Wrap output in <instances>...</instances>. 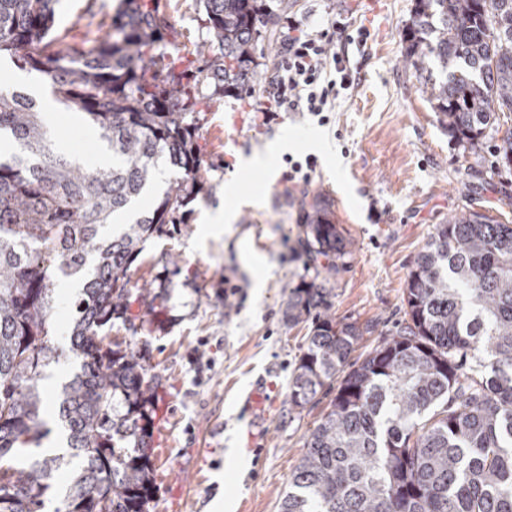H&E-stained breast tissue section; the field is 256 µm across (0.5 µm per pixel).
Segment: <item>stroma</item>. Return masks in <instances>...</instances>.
Listing matches in <instances>:
<instances>
[{
	"label": "stroma",
	"instance_id": "obj_1",
	"mask_svg": "<svg viewBox=\"0 0 512 512\" xmlns=\"http://www.w3.org/2000/svg\"><path fill=\"white\" fill-rule=\"evenodd\" d=\"M277 18L310 22L332 13L371 33L350 53L354 89L342 92L330 125L280 114L263 124L247 98L205 87L196 94L195 144L206 173L188 195L180 221L147 241L131 272L134 287L162 290L161 327L118 340L147 343L159 378L151 445L156 492L149 512H277L304 442L328 411L333 392L304 409L288 404V381L308 324H288V294L305 275L299 235L315 197L327 199L342 232L348 269L334 285L337 318L371 325L355 354L365 357L404 320L407 276L436 225L471 208L512 224V170L495 162L499 136L486 129L476 149L450 138L403 62L401 31L413 0H265ZM117 0H59L56 27L83 45L110 22ZM178 36L161 45L176 71L194 79L206 59L191 43L207 38L202 0H160ZM56 105L46 117L55 147L86 164L100 162L88 121ZM315 155L309 185L284 179L285 155ZM233 218L204 235L200 216ZM179 254L178 273L165 268ZM242 468L229 464L231 453Z\"/></svg>",
	"mask_w": 512,
	"mask_h": 512
}]
</instances>
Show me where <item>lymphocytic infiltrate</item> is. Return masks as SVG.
Listing matches in <instances>:
<instances>
[{"label":"lymphocytic infiltrate","instance_id":"f902f5d3","mask_svg":"<svg viewBox=\"0 0 512 512\" xmlns=\"http://www.w3.org/2000/svg\"><path fill=\"white\" fill-rule=\"evenodd\" d=\"M368 38L364 30L350 34L345 23L336 18L315 27L288 18L267 100L261 108L264 122L275 120L281 112H295L329 124L340 93L353 89L357 81L348 47L366 46Z\"/></svg>","mask_w":512,"mask_h":512}]
</instances>
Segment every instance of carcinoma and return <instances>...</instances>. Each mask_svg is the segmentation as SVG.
<instances>
[{
    "instance_id": "obj_1",
    "label": "carcinoma",
    "mask_w": 512,
    "mask_h": 512,
    "mask_svg": "<svg viewBox=\"0 0 512 512\" xmlns=\"http://www.w3.org/2000/svg\"><path fill=\"white\" fill-rule=\"evenodd\" d=\"M58 0H0V55L44 75L66 108L99 129L117 163L84 165L56 151L39 101L0 92V512H43L58 472L77 459L56 512H148L154 487L147 409L158 383L136 335L163 296L131 288L146 241L178 224L189 184L205 172L191 140L199 117L184 74L156 46L175 32L156 3L120 0L104 35L59 48ZM212 56L195 84L249 94L273 14L263 0H203ZM404 59L422 94L462 145L475 147L498 112H512V0H414ZM183 171L158 206L121 225L153 185L160 162ZM512 167V129L497 146ZM311 280L291 289L288 321H311L288 382L303 409L339 382L306 438L279 512H512V224L461 210L438 224L405 289L406 325L362 361L370 325L331 312L329 284L346 269L345 243L317 197L301 224ZM85 278L71 300L63 346L49 338L57 282ZM145 306L140 323L132 303ZM74 364L56 418L70 459L42 450L49 402L40 381Z\"/></svg>"
}]
</instances>
